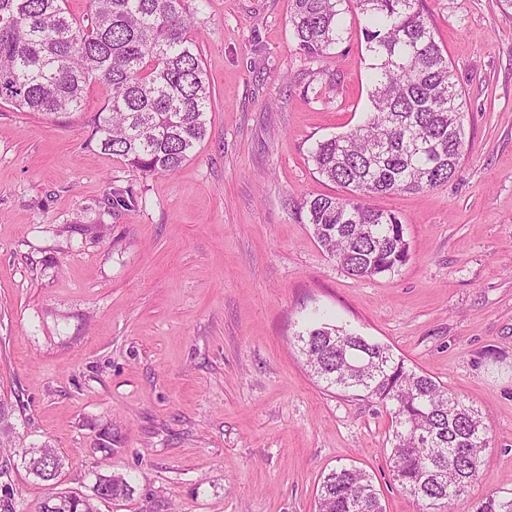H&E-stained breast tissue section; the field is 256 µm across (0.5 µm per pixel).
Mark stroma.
Masks as SVG:
<instances>
[{
	"label": "stroma",
	"instance_id": "35a3bbf8",
	"mask_svg": "<svg viewBox=\"0 0 512 512\" xmlns=\"http://www.w3.org/2000/svg\"><path fill=\"white\" fill-rule=\"evenodd\" d=\"M423 0L467 101L458 178L375 198L410 259L349 275L315 241L303 200L333 195L310 158L370 103L363 17L342 16L328 71L306 59L291 0H206L193 35L212 87L208 136L175 173L101 149L80 111L0 102V399L25 444L63 461L53 490L119 474L98 512H315L341 465L370 473L386 512H418L389 471L391 418L325 388L294 341L313 313L390 346L482 411L483 478L457 501L512 493V9ZM140 203L114 211L113 187ZM112 428L111 447L99 446ZM16 512L51 488L13 457Z\"/></svg>",
	"mask_w": 512,
	"mask_h": 512
}]
</instances>
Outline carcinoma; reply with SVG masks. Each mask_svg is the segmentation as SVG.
Returning <instances> with one entry per match:
<instances>
[{
	"label": "carcinoma",
	"mask_w": 512,
	"mask_h": 512,
	"mask_svg": "<svg viewBox=\"0 0 512 512\" xmlns=\"http://www.w3.org/2000/svg\"><path fill=\"white\" fill-rule=\"evenodd\" d=\"M67 0H0V101L26 112L66 114L82 107L93 83L110 95L96 114L101 148L146 175L172 173L207 136L212 92L191 32L201 0H91L86 22ZM423 0H292L299 50L326 62L353 6L370 76V107L353 130L317 143L319 176L341 189L302 202L313 237L350 275L374 278L409 260L404 224L370 199L432 189L458 176L470 151L466 100L435 40ZM112 209L138 206L130 188H112ZM306 366L328 388L389 409L391 475L420 512L452 505L481 477L491 445L482 413L433 377L368 336L322 320L297 335ZM12 412L0 401V446H13ZM26 468L43 482L60 459L44 444ZM93 497L52 494L35 512H97L92 499L126 498L120 475H96ZM316 512H385L373 477L339 466L317 489ZM474 512H512V496L489 492Z\"/></svg>",
	"instance_id": "carcinoma-1"
}]
</instances>
